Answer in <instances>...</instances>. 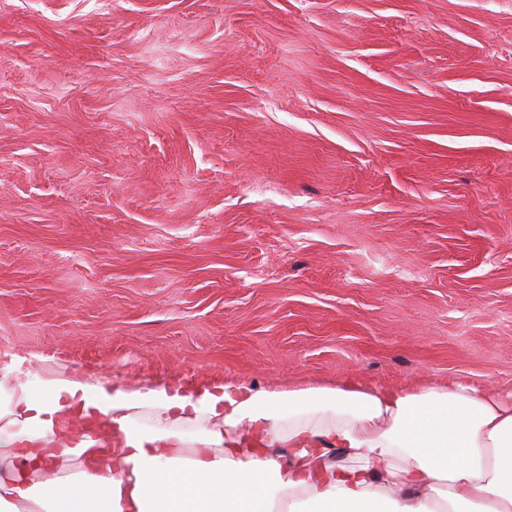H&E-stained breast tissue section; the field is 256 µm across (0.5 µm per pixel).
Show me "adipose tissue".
I'll return each instance as SVG.
<instances>
[{
    "label": "adipose tissue",
    "instance_id": "ef3b65f1",
    "mask_svg": "<svg viewBox=\"0 0 512 512\" xmlns=\"http://www.w3.org/2000/svg\"><path fill=\"white\" fill-rule=\"evenodd\" d=\"M0 512H512V401L0 379Z\"/></svg>",
    "mask_w": 512,
    "mask_h": 512
}]
</instances>
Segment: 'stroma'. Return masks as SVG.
<instances>
[{"mask_svg": "<svg viewBox=\"0 0 512 512\" xmlns=\"http://www.w3.org/2000/svg\"><path fill=\"white\" fill-rule=\"evenodd\" d=\"M512 394V0H0V378Z\"/></svg>", "mask_w": 512, "mask_h": 512, "instance_id": "stroma-1", "label": "stroma"}]
</instances>
